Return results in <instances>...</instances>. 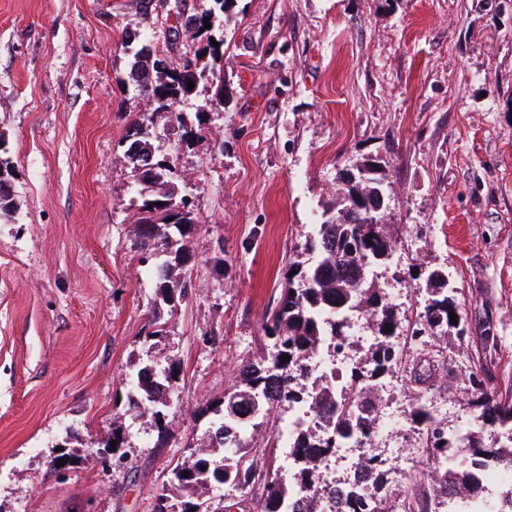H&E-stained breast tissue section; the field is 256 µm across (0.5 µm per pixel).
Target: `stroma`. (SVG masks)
I'll return each instance as SVG.
<instances>
[{"label": "stroma", "mask_w": 512, "mask_h": 512, "mask_svg": "<svg viewBox=\"0 0 512 512\" xmlns=\"http://www.w3.org/2000/svg\"><path fill=\"white\" fill-rule=\"evenodd\" d=\"M224 31L225 105L204 111L212 59L172 36L159 0H0V512H154L200 442L207 408L262 352L290 261L336 199L337 174L376 162L396 241L374 284L395 306L404 359L382 412L417 401L456 434L478 414L471 372L512 398V0H237ZM168 68L198 56L158 126L195 227L192 286L150 323L156 266L139 260L137 186L123 157L152 99L128 85V42ZM456 288L460 328L410 339L428 271ZM178 370L166 435L130 409L146 359ZM434 366L428 387L412 379ZM125 442L103 462L113 430ZM388 508L448 512L419 425L390 434ZM74 465H58L59 455Z\"/></svg>", "instance_id": "1"}]
</instances>
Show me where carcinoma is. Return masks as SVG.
<instances>
[{"label":"carcinoma","instance_id":"cac0c4a2","mask_svg":"<svg viewBox=\"0 0 512 512\" xmlns=\"http://www.w3.org/2000/svg\"><path fill=\"white\" fill-rule=\"evenodd\" d=\"M235 0H213V7L201 14L186 16L182 29L202 35L204 19L215 13L222 15L224 25L236 21L233 12ZM134 62L128 79L135 91L149 94L160 91L158 99L174 102L189 93L187 83L195 79L192 72L167 73L163 61L145 65L144 48L131 49ZM214 92L209 99L210 109L224 102V69L213 74ZM156 124L154 116L133 123L126 132V150L140 145V151L154 155L159 163L160 179L138 181L140 186L139 214L135 228L134 245L141 255L152 254L158 245L165 246L168 260L157 270L159 286L157 300L151 311V321L157 322L160 307L188 297V277L175 278L172 270L186 268L192 255L183 241L194 224L192 212L185 200L177 199L173 171L166 157L158 155L151 139L141 136L145 124ZM362 179L345 182L337 190L334 206L322 213L316 235L306 240L304 250L308 263L292 261L288 281L282 288L280 299L267 317L264 340L270 347L269 356L258 363L243 364L238 369V382L224 394V400L209 409L214 415L204 432L203 443L171 470L170 488L156 498L155 512H224L230 506L224 501L237 493L257 489L259 512H288V502L294 492L314 489L321 481L318 459L309 453L311 448H330L333 440L301 422L284 426L285 437L292 442L294 451L293 477L284 481L271 467L259 468L255 462L258 429L278 412L300 401L312 405L324 420V428L332 431L341 441L355 440L366 435L378 418L379 409L367 391L381 383L385 374L402 364V352L392 338L399 335L400 323L385 293L373 286L371 268L387 263L395 247L393 237L384 224L375 222V215H357L352 205L357 197L371 198L386 192L376 169L367 166ZM372 243H367V240ZM433 285L432 298L420 312L411 331L416 338L432 329L450 326V314L457 313L455 288L449 286L448 277L440 270H432L426 277ZM359 312L377 328L376 343L366 358L358 362L344 389L332 395L321 385L307 387L310 359L331 351L338 340H349L348 314ZM392 331H385L386 327ZM289 355L283 363L280 357ZM155 368L152 362L139 365L132 379L134 393L130 397L136 416L147 417L161 429L163 408L173 394L177 380L174 368L157 371L158 378L147 383L142 374ZM471 391L479 394L481 411L478 424L465 429L459 436L448 437V430L435 421L426 405L419 402L409 413V419L422 426L425 434L427 457L448 459V468L440 475V491L456 494L472 486L473 468L480 460L496 462L498 475L512 480V453L502 447L484 445V434L499 432L512 442V400L499 399L488 393L485 380L473 373L468 378ZM189 476H183V472ZM216 487L224 493L216 501L207 491ZM188 494L180 508L171 503L170 489ZM347 512H376L374 506L356 488L345 495Z\"/></svg>","mask_w":512,"mask_h":512}]
</instances>
